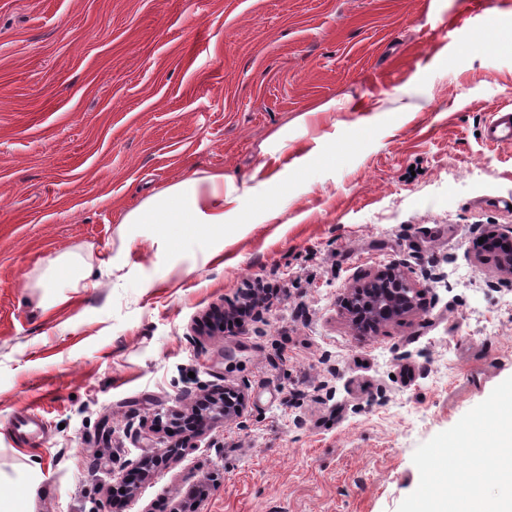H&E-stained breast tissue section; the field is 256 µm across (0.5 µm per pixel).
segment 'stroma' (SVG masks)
Returning a JSON list of instances; mask_svg holds the SVG:
<instances>
[{
	"mask_svg": "<svg viewBox=\"0 0 512 512\" xmlns=\"http://www.w3.org/2000/svg\"><path fill=\"white\" fill-rule=\"evenodd\" d=\"M484 19L477 0H0L8 512H173L196 484L203 512H422L431 470L465 469L455 447L512 395V287L480 242L512 226V147L482 136L512 108V47ZM282 128L278 180L221 256L122 224L193 173L248 177ZM65 252L101 284L41 308ZM389 270L422 309L356 330L349 289ZM259 278L281 299L218 328ZM227 388L243 422L182 431Z\"/></svg>",
	"mask_w": 512,
	"mask_h": 512,
	"instance_id": "1",
	"label": "stroma"
}]
</instances>
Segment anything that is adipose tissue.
I'll list each match as a JSON object with an SVG mask.
<instances>
[{
	"label": "adipose tissue",
	"instance_id": "adipose-tissue-1",
	"mask_svg": "<svg viewBox=\"0 0 512 512\" xmlns=\"http://www.w3.org/2000/svg\"><path fill=\"white\" fill-rule=\"evenodd\" d=\"M275 181L274 176L256 170L250 180L241 181L221 173H194L168 186L128 212L127 224H180L190 232H211L223 224L227 212L260 196ZM97 274L73 254L51 259L38 285L42 288H86L96 286ZM478 468L465 474L449 471L438 478L432 496L435 512H512V427H502L480 457ZM493 477L499 493L485 497V477Z\"/></svg>",
	"mask_w": 512,
	"mask_h": 512
}]
</instances>
